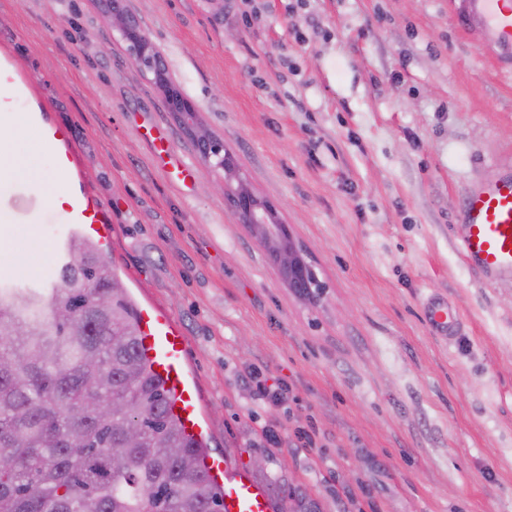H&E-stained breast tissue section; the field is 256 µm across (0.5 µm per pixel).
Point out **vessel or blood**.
<instances>
[{
	"mask_svg": "<svg viewBox=\"0 0 512 512\" xmlns=\"http://www.w3.org/2000/svg\"><path fill=\"white\" fill-rule=\"evenodd\" d=\"M485 21L481 32L484 49L492 52L501 67L512 64V0H460L455 13L459 27H466L470 17ZM0 108L22 109L35 124L49 147L60 170H70L73 161L69 132L47 123L45 103L38 97L33 76L17 69L10 55L0 56ZM158 159L176 168L183 179L196 176L194 168L176 158L164 133L153 137ZM462 219L466 225L460 251L469 264L488 277L512 276V172H503L474 188L466 197ZM62 224H74L90 237H104L109 222L105 209L89 199L62 207L58 212ZM140 351L152 369L166 382L173 394L172 411L190 436L203 430V409L194 380L185 363L184 336L167 315L152 306L137 308ZM428 321L436 335L456 336L460 320L448 306L434 303L428 308ZM211 477L224 485V512H275L267 491L248 471L232 458H209Z\"/></svg>",
	"mask_w": 512,
	"mask_h": 512,
	"instance_id": "obj_1",
	"label": "vessel or blood"
}]
</instances>
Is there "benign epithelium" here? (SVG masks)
Here are the masks:
<instances>
[{"label":"benign epithelium","instance_id":"1","mask_svg":"<svg viewBox=\"0 0 512 512\" xmlns=\"http://www.w3.org/2000/svg\"><path fill=\"white\" fill-rule=\"evenodd\" d=\"M100 2L112 20V27L120 32L145 77L156 85L163 96H171L173 85L164 61L135 19L114 6L113 0ZM170 111L176 113L178 123L195 141L203 160L224 172L218 185L233 216L276 262L283 284L291 289L303 281L305 289L299 291V296L310 301L321 299L326 286L318 279L311 260L295 239L290 226L277 218L274 204L253 192L240 169L230 162V152L224 147V142L201 126L195 103L180 94L170 101Z\"/></svg>","mask_w":512,"mask_h":512}]
</instances>
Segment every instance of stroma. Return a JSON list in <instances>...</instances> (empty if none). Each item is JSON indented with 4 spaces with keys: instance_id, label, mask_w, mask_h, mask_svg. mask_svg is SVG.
I'll return each instance as SVG.
<instances>
[{
    "instance_id": "stroma-1",
    "label": "stroma",
    "mask_w": 512,
    "mask_h": 512,
    "mask_svg": "<svg viewBox=\"0 0 512 512\" xmlns=\"http://www.w3.org/2000/svg\"><path fill=\"white\" fill-rule=\"evenodd\" d=\"M120 6L328 290L282 284L99 0H0V50L75 150L61 171L38 129L15 139L32 175L0 182V280L46 283L72 230L52 197L86 191L129 297L186 339L210 454L281 512H512V276L460 252L467 192L512 168V77L478 50L482 19L459 28L453 0ZM152 126L191 185L155 161ZM433 300L458 314L454 340L432 331Z\"/></svg>"
}]
</instances>
